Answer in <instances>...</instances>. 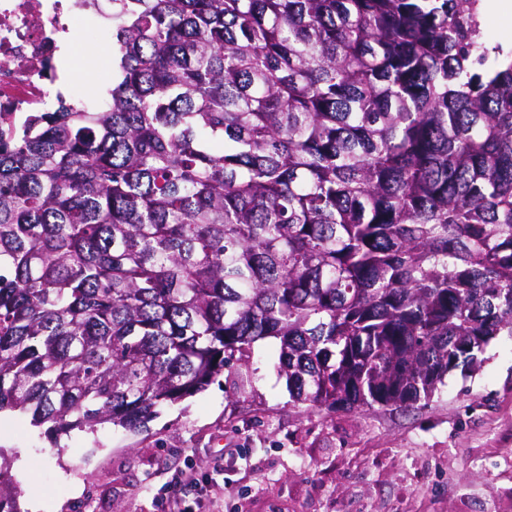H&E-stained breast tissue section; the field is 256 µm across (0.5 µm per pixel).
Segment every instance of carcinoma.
<instances>
[{
  "label": "carcinoma",
  "mask_w": 512,
  "mask_h": 512,
  "mask_svg": "<svg viewBox=\"0 0 512 512\" xmlns=\"http://www.w3.org/2000/svg\"><path fill=\"white\" fill-rule=\"evenodd\" d=\"M481 2L112 0L108 99L0 131V413L143 431L266 338L328 411L480 367L512 335Z\"/></svg>",
  "instance_id": "1"
}]
</instances>
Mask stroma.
Listing matches in <instances>:
<instances>
[{"instance_id": "35a3bbf8", "label": "stroma", "mask_w": 512, "mask_h": 512, "mask_svg": "<svg viewBox=\"0 0 512 512\" xmlns=\"http://www.w3.org/2000/svg\"><path fill=\"white\" fill-rule=\"evenodd\" d=\"M278 354L277 339L255 342L145 431L55 439L1 413L19 512H160L193 501L198 479L221 486L215 512H512L511 334L429 404L364 412L293 402Z\"/></svg>"}]
</instances>
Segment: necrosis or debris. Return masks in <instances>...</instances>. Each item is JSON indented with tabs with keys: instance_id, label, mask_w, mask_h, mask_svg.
I'll use <instances>...</instances> for the list:
<instances>
[{
	"instance_id": "necrosis-or-debris-1",
	"label": "necrosis or debris",
	"mask_w": 512,
	"mask_h": 512,
	"mask_svg": "<svg viewBox=\"0 0 512 512\" xmlns=\"http://www.w3.org/2000/svg\"><path fill=\"white\" fill-rule=\"evenodd\" d=\"M96 0H0V115L22 123L45 109L60 71L97 74L99 60L62 54L61 35H73L93 15Z\"/></svg>"
}]
</instances>
